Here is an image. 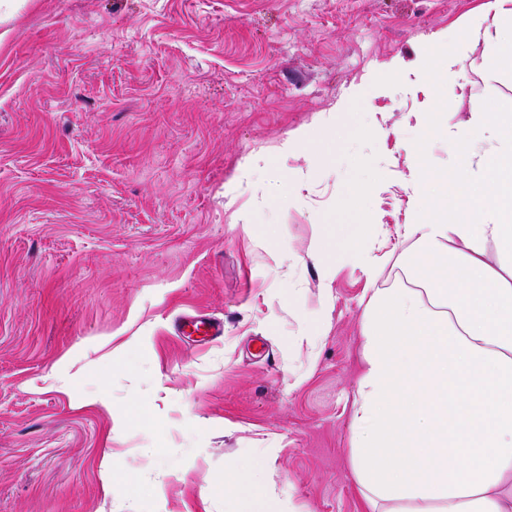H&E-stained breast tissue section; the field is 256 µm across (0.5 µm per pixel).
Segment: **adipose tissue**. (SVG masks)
I'll return each instance as SVG.
<instances>
[{
    "label": "adipose tissue",
    "mask_w": 512,
    "mask_h": 512,
    "mask_svg": "<svg viewBox=\"0 0 512 512\" xmlns=\"http://www.w3.org/2000/svg\"><path fill=\"white\" fill-rule=\"evenodd\" d=\"M480 65L512 59V34L471 23L453 45L424 50L433 77H455L470 45ZM499 147L468 176L419 170V219L402 236L406 270L425 283L369 289L363 307L365 371L355 423L366 433L356 478L366 512L404 502L406 512H512V101L473 103L463 143L483 132ZM225 489H245L249 512H285L251 479L225 471Z\"/></svg>",
    "instance_id": "adipose-tissue-1"
}]
</instances>
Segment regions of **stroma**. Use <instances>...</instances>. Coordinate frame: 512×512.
Returning a JSON list of instances; mask_svg holds the SVG:
<instances>
[{"mask_svg":"<svg viewBox=\"0 0 512 512\" xmlns=\"http://www.w3.org/2000/svg\"><path fill=\"white\" fill-rule=\"evenodd\" d=\"M488 2L23 0L0 21V512H225V469L259 467L291 512H363L369 283L344 242L370 213L378 287L409 285L418 164L454 169L471 101L512 99V61L438 89L421 51ZM195 313L223 336L176 334Z\"/></svg>","mask_w":512,"mask_h":512,"instance_id":"1","label":"stroma"}]
</instances>
